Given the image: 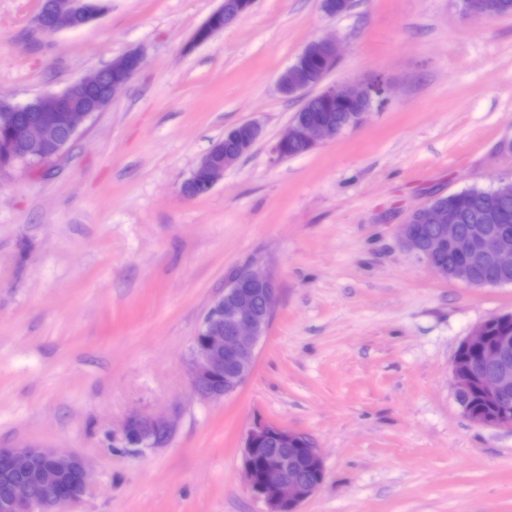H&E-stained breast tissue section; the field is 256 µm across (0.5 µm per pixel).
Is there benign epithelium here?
<instances>
[{"mask_svg": "<svg viewBox=\"0 0 512 512\" xmlns=\"http://www.w3.org/2000/svg\"><path fill=\"white\" fill-rule=\"evenodd\" d=\"M254 0H222L212 16L224 17V26L233 25ZM103 9L90 0H40L34 24L49 34L79 28L89 16L102 15ZM339 39L326 35L310 41L279 76L278 90L286 96L304 98L315 89L340 102L354 98L364 90L366 98L384 101L388 87L380 82H350L342 86L325 83L309 68L307 58L320 57L326 71L335 66ZM142 57L128 51L106 67L84 75L60 92L47 93L27 103H11L0 98V124L9 126L14 160L25 164L35 159L52 160L60 156L79 134L81 126L93 114L101 112L126 87L141 68ZM342 131L334 121H301L288 123L271 145L270 160L284 159L288 146L305 145L313 150L324 140ZM231 136L240 146L255 144L261 126L245 122L233 128ZM237 162L231 154L215 160L208 150L181 186L186 197L209 192L223 177L224 170ZM463 211L454 204L438 208L426 204L415 209L409 219L428 224L435 236L427 243L401 227L404 246L425 261L437 246L448 243V250L464 258V263L450 271L435 269L444 279L472 283L473 269L491 265L502 271L512 270V237L502 231L482 227H462ZM278 286L274 276L247 264L237 269L224 283V293L207 309L192 349L191 378L193 389L202 397L218 400L241 388L250 378L257 357L258 344L274 314ZM487 323L477 326L461 342V347L475 352V361L467 370L452 362V387L459 399L472 389L482 398L498 406L495 415L484 418L465 404L462 412L475 424L512 429V336H501L487 344ZM174 429L173 420L164 414L130 415L123 434L127 448H154L164 445ZM304 434L279 424L256 419L248 429L242 447V470L248 491L262 502L265 512H300L302 504L322 484L310 472L324 474L323 458L315 444L303 442ZM0 470L7 480L0 491L3 512H66L84 495L90 478L83 458L63 454L53 448L28 445L22 448H0ZM63 475L73 477L69 486H61Z\"/></svg>", "mask_w": 512, "mask_h": 512, "instance_id": "1", "label": "benign epithelium"}]
</instances>
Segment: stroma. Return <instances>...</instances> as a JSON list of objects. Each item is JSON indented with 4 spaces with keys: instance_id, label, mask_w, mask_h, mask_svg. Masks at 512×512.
I'll return each instance as SVG.
<instances>
[{
    "instance_id": "1",
    "label": "stroma",
    "mask_w": 512,
    "mask_h": 512,
    "mask_svg": "<svg viewBox=\"0 0 512 512\" xmlns=\"http://www.w3.org/2000/svg\"><path fill=\"white\" fill-rule=\"evenodd\" d=\"M221 0H111L47 34L40 0H0V96L26 102L130 50L144 65L36 168L0 171V448L81 456L74 512H264L245 487L255 417L310 436L324 480L301 512H512V430L472 423L451 365L512 285L436 276L399 232L432 198L512 180V15L462 0H255L197 43ZM328 83L386 80L356 126L274 163L301 105L276 80L313 39ZM262 136L207 194L180 186L225 129ZM255 262L278 302L246 385L191 386L193 339L230 271ZM134 412L174 419L120 449Z\"/></svg>"
}]
</instances>
